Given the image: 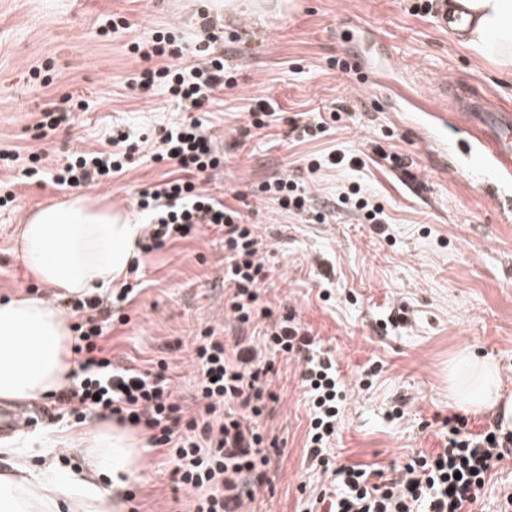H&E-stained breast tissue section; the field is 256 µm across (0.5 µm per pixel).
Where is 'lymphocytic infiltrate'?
I'll return each instance as SVG.
<instances>
[{
    "label": "lymphocytic infiltrate",
    "instance_id": "f902f5d3",
    "mask_svg": "<svg viewBox=\"0 0 512 512\" xmlns=\"http://www.w3.org/2000/svg\"><path fill=\"white\" fill-rule=\"evenodd\" d=\"M215 42L208 37L205 62L189 69L178 63L184 48L172 33L158 32L149 41L129 46L145 63L133 87H163L191 114L183 123L160 129L150 144L153 159L170 170L141 191L136 202L146 220L137 247L149 254L205 228L221 232L227 254L224 284L230 290L227 306L238 323L268 320L263 346L255 348L252 340L242 338L227 342L211 329L199 336L198 402L190 413L177 401L165 371L114 364L104 340L113 321L129 322L125 315L113 318L112 309L115 303L132 301L138 291L144 268L135 260L121 287L68 306L76 319L74 352L80 360L70 384L55 395L61 412L79 421L93 413L143 428L149 447L165 449L176 482L195 491L193 512H241L277 445L260 422L277 399L272 389L274 361L281 355L295 358L304 364L302 386L310 402L304 452L312 466L329 472L333 485L312 499L306 512H474L496 464L512 459V431H503L498 422L474 431L468 418L449 414L442 422L441 448L414 453L393 475L363 465L336 466L328 457L342 402L336 360L318 349L294 315L274 318L262 304L268 271L253 225L243 211L210 196L199 183L203 174L224 164L212 135L195 116L225 86L224 54ZM139 148L128 132L118 129L106 149L75 152L48 173L35 151L24 157L15 150L0 151V164L10 168L23 158L28 162L26 177L47 174L63 190L92 187L124 173ZM258 191L272 196L283 210L317 222L323 219L314 212L306 186L293 177L262 183Z\"/></svg>",
    "mask_w": 512,
    "mask_h": 512
}]
</instances>
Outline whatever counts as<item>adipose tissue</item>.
I'll return each mask as SVG.
<instances>
[{"mask_svg":"<svg viewBox=\"0 0 512 512\" xmlns=\"http://www.w3.org/2000/svg\"><path fill=\"white\" fill-rule=\"evenodd\" d=\"M449 14L462 15L461 42L472 54L512 68V0H450ZM139 225L91 195H77L30 215L18 251L34 278L62 296L81 298L111 287L127 270ZM73 332L68 318L30 297L0 301V400H40L70 383ZM454 408L492 411L512 430V395L503 392L496 363L463 352L448 369ZM78 444L92 466L62 470L28 468L16 461L0 472V512H112L95 478L134 476L141 451L125 431L101 425Z\"/></svg>","mask_w":512,"mask_h":512,"instance_id":"ef3b65f1","label":"adipose tissue"}]
</instances>
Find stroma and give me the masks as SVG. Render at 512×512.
Here are the masks:
<instances>
[{"mask_svg": "<svg viewBox=\"0 0 512 512\" xmlns=\"http://www.w3.org/2000/svg\"><path fill=\"white\" fill-rule=\"evenodd\" d=\"M209 0H0V150L42 153L47 168L72 152L102 149L112 130L153 138L182 122L185 113L162 89L140 92L130 79L143 63L127 50L134 39L175 28L185 47L182 66L201 61L204 28L220 23L224 64L235 86L215 96L203 118L224 155V166L200 183L211 195L246 203L265 247L271 278L262 289L275 315L294 313L336 358L346 400L331 441L337 463L402 464L414 452L440 447L448 403V362L467 349L495 359L504 391L512 393V222H504L498 196L512 197L503 176L476 150L467 121L457 112L439 119L427 106H444L445 78L512 109V70L475 57L438 12L412 13L415 0H289L256 9L232 0L216 15ZM117 15L128 30L101 34L99 19ZM347 60L351 71L339 68ZM368 72L376 89L360 86ZM85 101L66 129L36 138L43 104L67 97ZM274 102L280 120L248 136L247 114ZM354 103L351 117L322 136L298 144L292 120L317 123L320 115ZM438 138L427 151L422 141ZM338 152L365 156L363 166H330L309 178L305 159ZM400 155L401 164L391 162ZM290 169L309 180L312 206L322 223L281 210L254 195L258 185ZM163 165L143 157L125 173L92 187V194L125 209L134 223L139 193L160 180ZM14 185L15 202L0 208V300L27 295L37 281L17 251V235L36 207L65 201L68 191L22 170H0ZM356 184L383 205L389 223H360L337 207L343 187ZM497 186L498 196L487 189ZM147 275L125 308L129 325L108 340L112 360L141 369L164 360L176 393L193 409L198 375L195 341L205 329L232 339L249 335L224 307V237L202 230L145 256ZM278 400L262 420L278 439L266 479L246 512H304L329 485L304 457L310 421L298 360L277 359ZM50 399L30 402L32 434L65 440L99 425L51 416ZM162 449L143 450L140 470L113 495V512H189L193 491L180 487ZM133 501H126L125 492Z\"/></svg>", "mask_w": 512, "mask_h": 512, "instance_id": "stroma-1", "label": "stroma"}]
</instances>
